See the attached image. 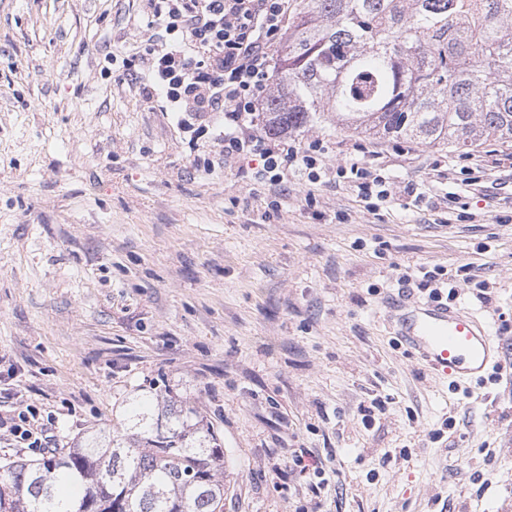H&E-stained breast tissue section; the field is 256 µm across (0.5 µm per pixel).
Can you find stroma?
Here are the masks:
<instances>
[{
  "mask_svg": "<svg viewBox=\"0 0 512 512\" xmlns=\"http://www.w3.org/2000/svg\"><path fill=\"white\" fill-rule=\"evenodd\" d=\"M141 6L0 0V375L55 413L63 447L123 430L156 391L190 399L224 442V512H512V382L465 398L404 352L386 306L472 262L491 294L457 304L512 346V147L416 146L373 211L347 179L295 176L272 210L141 102L123 68ZM296 138L333 169L357 142L329 120ZM296 454L322 464L320 494Z\"/></svg>",
  "mask_w": 512,
  "mask_h": 512,
  "instance_id": "1",
  "label": "stroma"
}]
</instances>
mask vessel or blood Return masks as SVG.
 <instances>
[{
	"label": "vessel or blood",
	"instance_id": "vessel-or-blood-1",
	"mask_svg": "<svg viewBox=\"0 0 512 512\" xmlns=\"http://www.w3.org/2000/svg\"><path fill=\"white\" fill-rule=\"evenodd\" d=\"M400 312L399 340L439 379L468 383L484 379L501 362L499 344L486 321L462 308L421 305L403 294L393 299Z\"/></svg>",
	"mask_w": 512,
	"mask_h": 512
}]
</instances>
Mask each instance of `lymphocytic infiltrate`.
<instances>
[{
  "instance_id": "lymphocytic-infiltrate-1",
  "label": "lymphocytic infiltrate",
  "mask_w": 512,
  "mask_h": 512,
  "mask_svg": "<svg viewBox=\"0 0 512 512\" xmlns=\"http://www.w3.org/2000/svg\"><path fill=\"white\" fill-rule=\"evenodd\" d=\"M149 36L138 55L147 62L135 82L143 101L179 113L178 127L209 137L218 152L203 160L211 171L235 159L257 158L250 178L284 189L292 174L321 183L327 168L318 144L261 133L263 101L275 51L287 27L290 0H145ZM382 152L358 145L348 165L362 200L388 201ZM0 430L17 447L44 452L55 437L35 406L0 414Z\"/></svg>"
}]
</instances>
